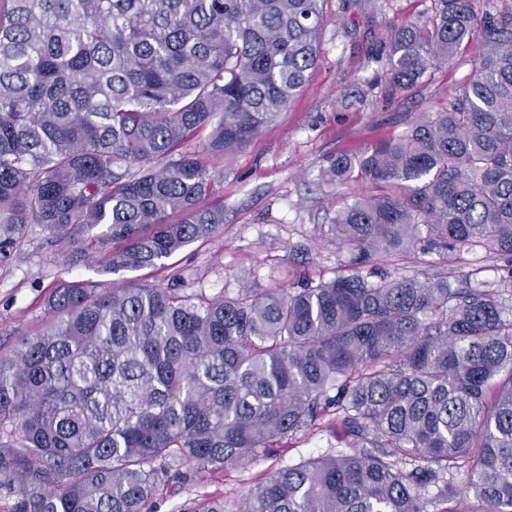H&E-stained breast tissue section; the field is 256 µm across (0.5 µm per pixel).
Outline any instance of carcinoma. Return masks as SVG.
Wrapping results in <instances>:
<instances>
[{
  "mask_svg": "<svg viewBox=\"0 0 512 512\" xmlns=\"http://www.w3.org/2000/svg\"><path fill=\"white\" fill-rule=\"evenodd\" d=\"M323 0H0V255L31 224L72 265H165L224 226L180 152L244 147L304 87ZM474 41L448 107L324 175L380 193L330 224L345 273L209 298L180 285L54 289L0 354V512H156L175 484L329 428L350 452L268 474L202 512H512V274L450 280L448 255L512 262V12L434 0L390 33L392 94ZM426 270L401 274L407 264ZM410 464L408 471L403 465Z\"/></svg>",
  "mask_w": 512,
  "mask_h": 512,
  "instance_id": "obj_1",
  "label": "carcinoma"
}]
</instances>
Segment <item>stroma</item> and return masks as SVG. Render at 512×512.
<instances>
[{
  "instance_id": "35a3bbf8",
  "label": "stroma",
  "mask_w": 512,
  "mask_h": 512,
  "mask_svg": "<svg viewBox=\"0 0 512 512\" xmlns=\"http://www.w3.org/2000/svg\"><path fill=\"white\" fill-rule=\"evenodd\" d=\"M323 12L318 61L303 90L245 147L209 163L217 178L209 202L223 205V227L165 266L139 272V279L180 283L216 297L342 273L328 226L340 207L371 187L358 177L342 184L326 181L328 160L360 155L447 106L468 80L481 45L462 49L406 96L394 97L385 81L388 27L427 24L433 0H324ZM450 269L486 282L512 275L511 263L483 252L458 255ZM77 279L108 287L116 277L68 266L60 246L51 244L39 225H29L10 253L0 256V353L11 354L20 339L39 331L53 289ZM345 447L339 434L326 430L296 435L274 457L209 474L202 484L165 497L157 512H199L211 497L242 499L272 470Z\"/></svg>"
}]
</instances>
